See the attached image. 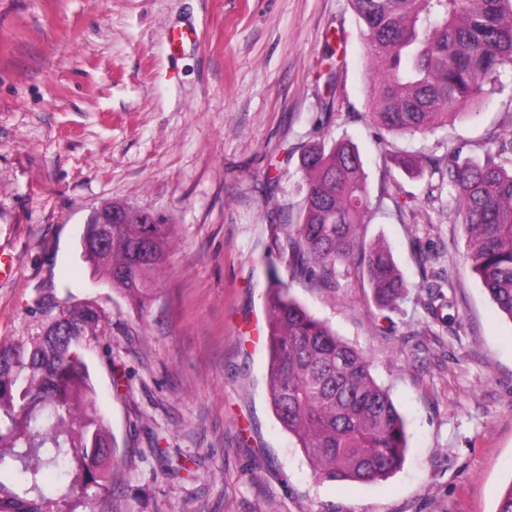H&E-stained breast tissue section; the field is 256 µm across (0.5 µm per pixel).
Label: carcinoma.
Here are the masks:
<instances>
[{
	"label": "carcinoma",
	"mask_w": 512,
	"mask_h": 512,
	"mask_svg": "<svg viewBox=\"0 0 512 512\" xmlns=\"http://www.w3.org/2000/svg\"><path fill=\"white\" fill-rule=\"evenodd\" d=\"M369 56L383 69L370 88L373 123L390 134L433 132L485 91L512 78V0H351ZM300 221L280 227L276 259L291 275L336 285L367 279L388 309L408 284L389 248L367 235L370 195L358 147L346 137L301 157ZM448 194L465 233V265L512 321V131L485 158L448 162ZM170 227L130 210L112 225V248L80 254L93 276L142 308L154 295ZM58 309L56 326L0 346V512H108L121 467L111 430L95 406L82 348L98 341L91 302ZM267 394L313 474L372 483L400 469L403 418L359 350L342 341L289 292L270 264ZM55 475L53 482L46 473Z\"/></svg>",
	"instance_id": "1"
}]
</instances>
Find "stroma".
Instances as JSON below:
<instances>
[{
	"instance_id": "obj_1",
	"label": "stroma",
	"mask_w": 512,
	"mask_h": 512,
	"mask_svg": "<svg viewBox=\"0 0 512 512\" xmlns=\"http://www.w3.org/2000/svg\"><path fill=\"white\" fill-rule=\"evenodd\" d=\"M187 27L197 39L171 51ZM368 100L350 0H0V252L13 258L0 345L54 318L41 295L98 304L103 333L84 355L124 463L112 512H495L512 481V322L467 270L430 169L484 157L512 127V82L425 134L380 129ZM344 135L364 161L368 236L408 294L384 311L362 279L277 271L368 356L405 418L402 469L371 484L315 477L267 398L273 235L299 221L304 149ZM402 149L421 175L394 165ZM107 201L171 226L145 308L80 258Z\"/></svg>"
}]
</instances>
